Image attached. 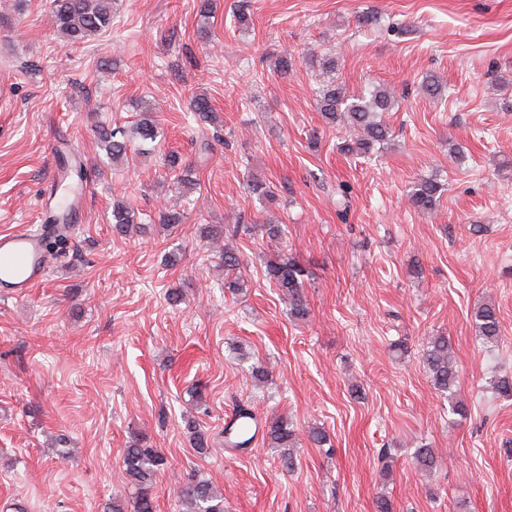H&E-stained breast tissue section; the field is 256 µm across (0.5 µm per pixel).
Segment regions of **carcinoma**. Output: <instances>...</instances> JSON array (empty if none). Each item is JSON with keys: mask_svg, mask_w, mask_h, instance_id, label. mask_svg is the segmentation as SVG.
Segmentation results:
<instances>
[{"mask_svg": "<svg viewBox=\"0 0 512 512\" xmlns=\"http://www.w3.org/2000/svg\"><path fill=\"white\" fill-rule=\"evenodd\" d=\"M52 25L71 45L85 42L93 35L112 28V0H51ZM318 109L327 124L342 122L349 128L351 138L345 141L342 150L348 154L366 155L387 141L389 129L382 120L384 113L395 106L394 97L384 88L376 87L368 94L349 96L346 90L335 81L322 85L316 92ZM191 112L203 121L215 119L209 99L195 94L190 101ZM141 118L133 127V135L126 136L121 128L110 129L100 126L97 139L104 146L106 155L114 163L129 161V156L145 151V145L156 142L161 136L160 128L150 115L151 109H141ZM165 166L183 190L196 187L193 178L194 166L178 154L165 156ZM444 191L443 184L436 179H423L412 187L409 201L420 212H431ZM137 216L132 207L117 199L112 204V230L125 234L133 229ZM201 235L211 244H223L220 257L224 271L235 273L234 279L224 282V287L240 291L246 287L242 279L239 253L224 242V226L207 224L201 228ZM266 275L279 292L288 299L290 314L297 319H305L308 308L302 297L305 270L294 259L280 255L266 263ZM473 323L477 336L487 346L496 345L501 336L499 315L495 306L482 303L473 309ZM423 362L430 381L440 394L448 399L450 412L462 416L467 406L456 397L458 366L452 344L444 335L431 336L426 342ZM497 394L506 399L512 398V373L498 375L493 380ZM186 429L193 448L200 454L207 452L209 436L196 421L186 422ZM264 434L269 444L280 449L282 467L291 469L295 465L294 448L298 437L294 426L283 417L270 419L264 425ZM414 465L423 473H432L436 468L433 449L420 447L414 452ZM123 467L134 488L132 496L133 512H155L153 488L156 479L166 465V457L157 448L137 441L125 449ZM181 496L189 512H224V496L214 491L207 480L193 474L181 489Z\"/></svg>", "mask_w": 512, "mask_h": 512, "instance_id": "1", "label": "carcinoma"}]
</instances>
